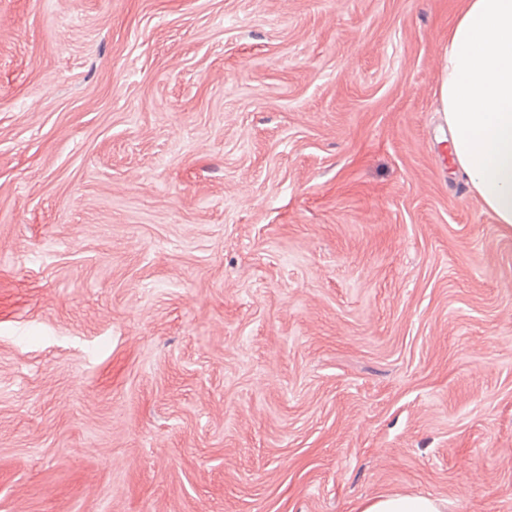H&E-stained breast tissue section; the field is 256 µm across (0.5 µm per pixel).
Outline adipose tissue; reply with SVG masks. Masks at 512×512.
Wrapping results in <instances>:
<instances>
[{
    "label": "adipose tissue",
    "mask_w": 512,
    "mask_h": 512,
    "mask_svg": "<svg viewBox=\"0 0 512 512\" xmlns=\"http://www.w3.org/2000/svg\"><path fill=\"white\" fill-rule=\"evenodd\" d=\"M453 161L497 223L512 231V0H466L448 29L438 90ZM429 495L391 494L360 512H443Z\"/></svg>",
    "instance_id": "ef3b65f1"
}]
</instances>
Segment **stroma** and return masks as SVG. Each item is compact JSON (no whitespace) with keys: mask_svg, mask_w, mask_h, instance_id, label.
<instances>
[{"mask_svg":"<svg viewBox=\"0 0 512 512\" xmlns=\"http://www.w3.org/2000/svg\"><path fill=\"white\" fill-rule=\"evenodd\" d=\"M462 6L0 0V512H512ZM445 502L429 495L391 494L361 505L359 512H444Z\"/></svg>","mask_w":512,"mask_h":512,"instance_id":"stroma-1","label":"stroma"}]
</instances>
